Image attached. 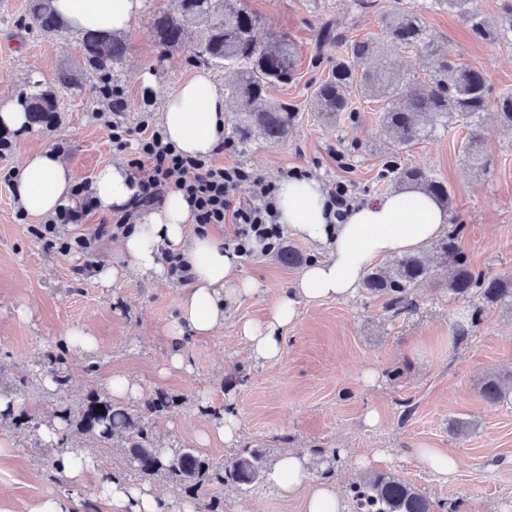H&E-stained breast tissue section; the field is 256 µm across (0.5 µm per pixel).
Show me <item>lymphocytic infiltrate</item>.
<instances>
[{
  "label": "lymphocytic infiltrate",
  "mask_w": 512,
  "mask_h": 512,
  "mask_svg": "<svg viewBox=\"0 0 512 512\" xmlns=\"http://www.w3.org/2000/svg\"><path fill=\"white\" fill-rule=\"evenodd\" d=\"M112 145L119 150L135 147L137 155L130 166L141 187L140 196L129 208L113 212L114 230L135 223L142 209L161 202L165 194L178 191L187 200L196 223L234 225L231 244L237 253H252L256 242L268 249L280 239L272 189L262 188L261 197L255 202L234 198L233 191L240 185L260 186V176L247 165L215 161L217 155L233 148V141H220L212 155L189 156L167 143L161 128L152 126L144 115L132 126L113 122Z\"/></svg>",
  "instance_id": "1"
}]
</instances>
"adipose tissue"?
Here are the masks:
<instances>
[{
  "mask_svg": "<svg viewBox=\"0 0 512 512\" xmlns=\"http://www.w3.org/2000/svg\"><path fill=\"white\" fill-rule=\"evenodd\" d=\"M59 19L74 33L86 30L127 31L142 8V0H52ZM226 100L210 76L198 73L182 82L164 99L162 126L180 152L212 154L224 130ZM73 172L60 155L50 150L28 152L15 182V196L26 213L54 217L60 207L74 205ZM136 179L126 165L100 168L90 185L99 211L124 208L138 194ZM327 192L314 179L282 180L276 196L278 222L295 237L327 246L326 257L308 264L293 288L277 299L268 322H241L239 336L252 358L266 362L282 355V331L298 318L301 304L352 296L374 261L423 250L445 235L448 215L428 194L406 188L382 199L352 207L343 223H330ZM123 267H101L98 276L111 284L126 270L161 276V256L180 254L190 281L178 317L168 326L172 336H207L224 323L232 301L260 291L256 281L243 277L238 255L225 248L222 236L196 226L187 201L170 192L160 206L127 225L118 238ZM63 470L73 493H56L38 502L31 512H83L78 487L93 483L107 512H170L169 503L147 484H136L99 467L83 448L61 454ZM307 454L282 453L274 464V481L282 495L304 497V512H345V505L330 483L308 488L304 482Z\"/></svg>",
  "mask_w": 512,
  "mask_h": 512,
  "instance_id": "obj_1",
  "label": "adipose tissue"
}]
</instances>
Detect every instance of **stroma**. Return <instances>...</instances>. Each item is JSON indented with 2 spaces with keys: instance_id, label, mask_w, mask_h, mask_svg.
Returning <instances> with one entry per match:
<instances>
[{
  "instance_id": "stroma-1",
  "label": "stroma",
  "mask_w": 512,
  "mask_h": 512,
  "mask_svg": "<svg viewBox=\"0 0 512 512\" xmlns=\"http://www.w3.org/2000/svg\"><path fill=\"white\" fill-rule=\"evenodd\" d=\"M265 31L285 35L295 44L298 68L292 81L273 87L271 98L293 104L297 112L287 140L277 145L253 141L224 152L218 163H243L277 186L286 171L300 169L325 189L347 184L356 203L374 202L397 189L377 173L388 156L379 133L380 102L354 100L355 120L336 125L310 112L314 86L327 67L315 66L316 51L331 60L344 47L319 48L324 22L340 20L345 38L376 32L381 14L399 6L418 9L430 39L444 45L448 56L485 74L493 94L512 91V39L495 42L471 37L462 18L432 5L431 0H246ZM171 0H143V10L126 34L128 53L109 77L84 71L75 85L59 82L62 69L79 61L77 37L69 30L44 35L25 28L27 0H0V98L21 97L33 83L52 89L59 112L50 126L16 135L0 131V142L12 148L0 156V168H20L25 152L48 148L72 166L75 181L91 179L97 169L130 162L129 152L113 150L110 87L124 91L125 122L137 123L149 113L161 120L164 98L201 67L188 62L186 49L162 55L151 40L147 22ZM387 62L406 76L405 87L427 80L436 58L417 48H389ZM488 137L486 168L469 166L462 145L472 128L468 120L451 126L434 122L430 135L405 155L407 164L422 168L448 184L452 205L449 227H460L461 248L470 263L486 274L512 277V132L496 127L495 115L483 114ZM262 184V185H263ZM19 205L7 186L0 185V390L18 397L22 410L47 419L61 408L79 413L89 394L110 396L113 376L127 375L143 395L161 390L174 400L150 427L161 448L196 449L216 466L248 449L265 452L268 461L288 449L308 454L309 484L328 480L345 491L362 471L360 457L376 456L380 470L416 487L431 500L462 501L467 512H512V398L487 405L480 384L490 374L512 388V315L480 298L460 300L447 287L448 274L417 292L414 312L392 315L385 300L357 289L346 300H320L299 308L295 325L283 331V354L262 362L249 355L238 335L245 320L268 321L276 299L300 270L281 264L275 250L241 257L242 275L261 283V293L239 298L225 310L224 324L213 335L180 339L166 329L179 314L186 288L177 279L135 272L102 287L85 258L67 249V242L93 233L101 212L86 223L61 224L52 240L36 236L40 218L16 217ZM467 335L457 340L455 327ZM88 329L98 341L93 354L68 351L64 366L68 382L47 387L40 371L43 355L63 344L68 328ZM185 360L183 369L169 368L172 353ZM373 382H366V374ZM241 422L235 446L213 441L201 444L225 410ZM375 412L377 425L365 416ZM455 418L477 420L467 439L448 434ZM67 446H85L97 462L135 481L148 480L171 508L189 498L185 485L158 474L143 477L118 445L104 447L67 429ZM9 442L0 455V507L30 512L46 494L67 491L69 484L56 467L59 453L40 432L0 418V441ZM447 450L458 461L454 474L440 477L418 458L421 447ZM224 512H304L302 497L280 496L271 478L251 485H211Z\"/></svg>"
}]
</instances>
